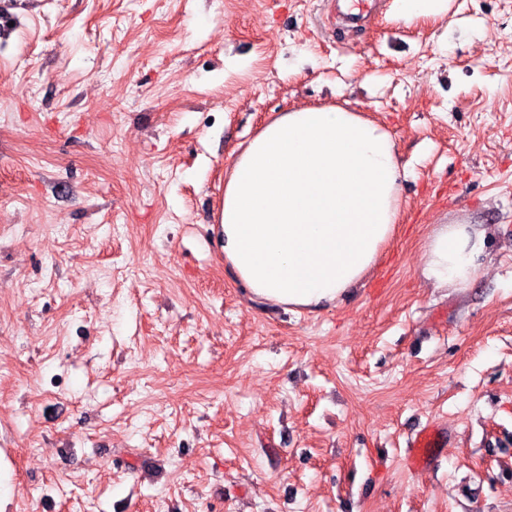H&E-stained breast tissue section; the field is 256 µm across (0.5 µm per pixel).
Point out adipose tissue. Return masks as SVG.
Returning <instances> with one entry per match:
<instances>
[{"label": "adipose tissue", "mask_w": 512, "mask_h": 512, "mask_svg": "<svg viewBox=\"0 0 512 512\" xmlns=\"http://www.w3.org/2000/svg\"><path fill=\"white\" fill-rule=\"evenodd\" d=\"M396 144L380 123L341 107H298L267 122L224 171V259L252 299L313 310L375 268L403 205ZM487 232L437 224L424 279L468 284Z\"/></svg>", "instance_id": "ef3b65f1"}]
</instances>
